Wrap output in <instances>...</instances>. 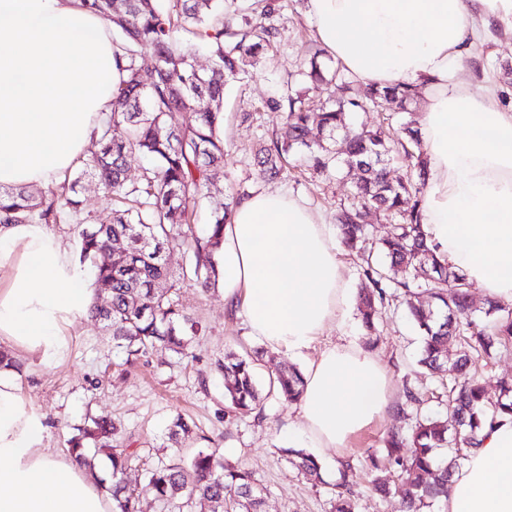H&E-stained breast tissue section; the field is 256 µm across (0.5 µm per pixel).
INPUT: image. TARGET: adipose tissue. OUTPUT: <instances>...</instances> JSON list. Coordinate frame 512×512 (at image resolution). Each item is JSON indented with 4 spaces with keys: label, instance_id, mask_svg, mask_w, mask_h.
Listing matches in <instances>:
<instances>
[{
    "label": "adipose tissue",
    "instance_id": "adipose-tissue-1",
    "mask_svg": "<svg viewBox=\"0 0 512 512\" xmlns=\"http://www.w3.org/2000/svg\"><path fill=\"white\" fill-rule=\"evenodd\" d=\"M320 42L357 80L420 85L428 161L423 231L437 259L512 303V111L460 73L512 0H308ZM110 27L81 0H0V190L55 186L83 156L119 82ZM337 229L279 189L242 199L224 227V300L267 348L304 360L294 445L315 455L393 404L391 376L354 342L314 344L351 296ZM92 306L90 278L44 224H0V512H112L74 454L44 450L45 417L19 360L61 363ZM443 512H512V418L479 431Z\"/></svg>",
    "mask_w": 512,
    "mask_h": 512
}]
</instances>
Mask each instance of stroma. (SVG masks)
<instances>
[{"mask_svg": "<svg viewBox=\"0 0 512 512\" xmlns=\"http://www.w3.org/2000/svg\"><path fill=\"white\" fill-rule=\"evenodd\" d=\"M276 5L270 18L278 30L275 46L260 57L258 74L239 75L225 93L224 135L228 145L224 171L215 178L210 192L221 199L237 191L249 194L270 184L301 198L330 224L337 210L349 201L356 169L343 164L329 176L319 177L310 171L304 154L296 153L287 174L272 183H265L256 174L253 151L280 123L277 113L267 109V100L285 93L310 58H317L325 67L337 66L321 50L305 0H276ZM484 45L482 64L467 61L462 76L479 95L487 86H495L503 107L512 109V74L503 71L504 66H512V31L496 27ZM181 300L202 326L191 339L189 356L160 349L128 376H113L112 363L123 353L113 347L101 322L86 318L73 327L72 350L66 362L51 367L27 362L22 377L25 393L46 418L45 446L50 452L66 450L74 426L83 424L87 415L107 413L120 422L123 444L143 460L142 466L127 475L139 495L140 512H161L146 470L168 459L169 427L179 413L197 425L196 434L180 443V456L188 458L198 450L216 448L229 463L245 466L266 490L264 512H331L342 462L360 463L381 448L388 429L413 426L415 413L403 406V386L432 384L430 378L418 373L420 331L399 303L390 304L382 312L380 341L373 353L391 376L395 406L357 433L349 448L323 460L321 482L311 483L298 475L282 454L283 448L293 443L296 404L268 394L260 414L236 417L224 410V376L219 365L225 353H242L261 345L251 335L242 312L225 304L224 288L219 284L206 292L183 289Z\"/></svg>", "mask_w": 512, "mask_h": 512, "instance_id": "stroma-1", "label": "stroma"}]
</instances>
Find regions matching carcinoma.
I'll use <instances>...</instances> for the list:
<instances>
[{
  "mask_svg": "<svg viewBox=\"0 0 512 512\" xmlns=\"http://www.w3.org/2000/svg\"><path fill=\"white\" fill-rule=\"evenodd\" d=\"M226 0H82V6L112 26L120 82L112 93V109L101 123L91 146L80 158L77 176L36 195L25 189L0 191V222L22 224H79L80 264L93 270L95 291L106 298L94 304L91 317L112 332V342L127 353L133 366L158 348L187 354L197 321L179 301L186 287L209 289L219 273L218 256L224 244V225L237 204L231 194L210 200L209 188L224 168V87L246 67H256L257 56L275 41L271 24L243 17L236 22L226 12ZM207 49L211 64H194L196 47ZM155 59L150 69L139 64L141 55ZM307 85L269 101L280 113L282 127L256 153L259 175L277 177L286 156L306 155L309 167L329 173L345 163L360 170L350 204L336 214L341 244L356 253L368 282L359 294L362 326L376 333L380 310L402 299L411 320L423 333L418 365L425 373L448 379L447 411L416 415L407 436L391 430L380 453L367 456V473L375 492L392 491L389 476L406 486L400 512H427L448 496L452 473L478 448V432L493 427L501 415H512V379L499 385L489 400L471 373L474 357H491L497 347L512 346V307L485 302L487 323L476 321L466 278L441 264L426 243L419 205L426 180V162L414 130L393 139L381 127H352L348 114L388 106L405 111L417 101L413 85L371 88L363 98L352 95L340 70L322 67L317 58L301 72ZM330 88L324 107L313 112L307 104L310 87ZM321 138L308 139L311 129ZM140 154L151 160L140 178L126 175L127 157ZM404 157L409 175L389 177L392 155ZM96 180L112 202L111 216L103 220L85 209L79 196L84 177ZM209 201L208 224L196 232L191 206ZM396 214L401 222L374 246L368 245L370 211ZM174 249L186 258L182 272L169 266ZM463 346L456 360L446 356L448 346ZM256 359L228 352L224 373V402L228 412L245 416L262 401L255 374ZM303 376L294 366H283L269 380V389L289 402L298 401ZM71 451L91 466L89 448L110 449L112 474L105 491L113 512H140L139 502L126 482L133 454L109 439L117 433L106 415H90L74 427ZM191 426L180 415L173 419L169 438L178 443L190 436ZM448 449L444 459L437 450ZM288 462L312 482L322 480V464L304 449L285 448ZM350 464L336 483L333 512H353L347 493ZM149 484L162 508L174 506L197 512H263L265 492L252 472L235 467L215 450H199L190 462L182 458L147 471Z\"/></svg>",
  "mask_w": 512,
  "mask_h": 512,
  "instance_id": "carcinoma-1",
  "label": "carcinoma"
}]
</instances>
